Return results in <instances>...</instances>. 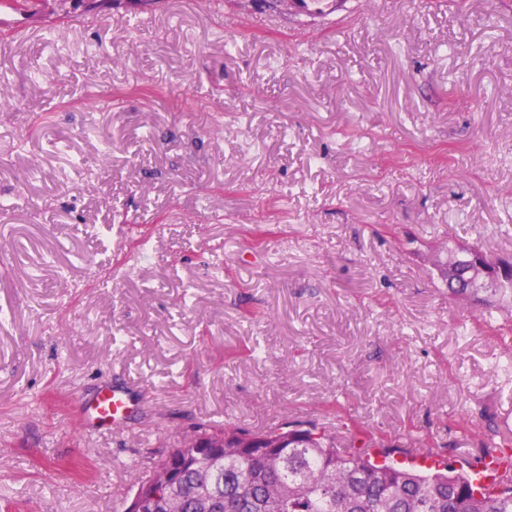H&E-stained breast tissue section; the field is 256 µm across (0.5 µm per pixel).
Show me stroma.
<instances>
[{
  "label": "stroma",
  "mask_w": 512,
  "mask_h": 512,
  "mask_svg": "<svg viewBox=\"0 0 512 512\" xmlns=\"http://www.w3.org/2000/svg\"><path fill=\"white\" fill-rule=\"evenodd\" d=\"M222 2L0 0V512H123L200 425L512 443L502 317L432 264L512 255V0ZM296 11L303 16H320L317 14L336 13L338 22L342 26H350L356 19L354 6L348 5L347 1L333 0H297L294 3ZM137 404L136 388L123 382L101 390L87 409L89 420L108 424L115 430L124 425Z\"/></svg>",
  "instance_id": "obj_1"
}]
</instances>
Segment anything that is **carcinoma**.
Returning a JSON list of instances; mask_svg holds the SVG:
<instances>
[{"instance_id":"cac0c4a2","label":"carcinoma","mask_w":512,"mask_h":512,"mask_svg":"<svg viewBox=\"0 0 512 512\" xmlns=\"http://www.w3.org/2000/svg\"><path fill=\"white\" fill-rule=\"evenodd\" d=\"M476 245H459L437 261L448 296L504 311L512 316V283L502 288H471V256ZM198 434L224 436V447L209 461H183L170 494L181 512H199L197 496L210 495L209 512H512V485L494 494L471 472L442 461L435 470L401 466L368 452L373 438L358 431L360 450L341 452L315 426L302 437L270 429L253 436L267 449L235 447L240 429L197 427Z\"/></svg>"}]
</instances>
